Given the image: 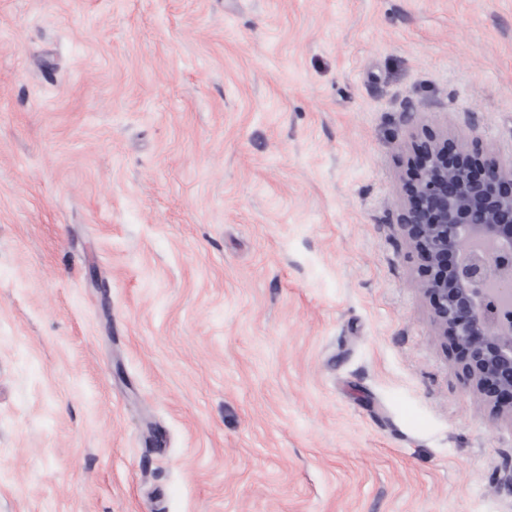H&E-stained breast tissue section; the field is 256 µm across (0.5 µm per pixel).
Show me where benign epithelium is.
Masks as SVG:
<instances>
[{
	"label": "benign epithelium",
	"mask_w": 512,
	"mask_h": 512,
	"mask_svg": "<svg viewBox=\"0 0 512 512\" xmlns=\"http://www.w3.org/2000/svg\"><path fill=\"white\" fill-rule=\"evenodd\" d=\"M410 149L396 223L419 289L463 379L512 419V157L431 127Z\"/></svg>",
	"instance_id": "obj_1"
}]
</instances>
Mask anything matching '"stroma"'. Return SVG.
I'll use <instances>...</instances> for the list:
<instances>
[{"label":"stroma","mask_w":512,"mask_h":512,"mask_svg":"<svg viewBox=\"0 0 512 512\" xmlns=\"http://www.w3.org/2000/svg\"><path fill=\"white\" fill-rule=\"evenodd\" d=\"M424 124L512 154V0H0V512H512Z\"/></svg>","instance_id":"1"}]
</instances>
